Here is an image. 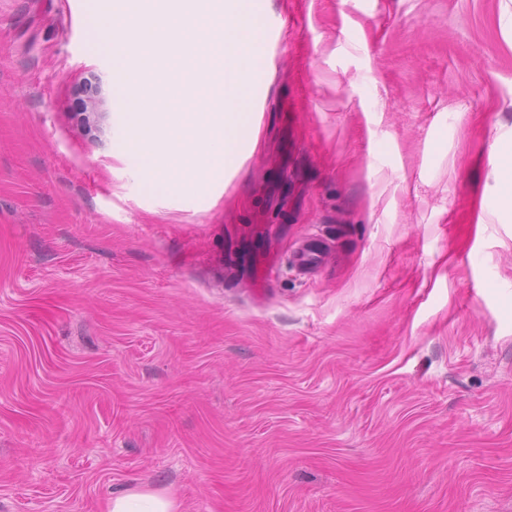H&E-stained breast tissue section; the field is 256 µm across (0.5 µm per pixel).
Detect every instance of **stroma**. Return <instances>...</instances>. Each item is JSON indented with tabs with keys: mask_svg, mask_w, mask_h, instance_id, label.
Returning a JSON list of instances; mask_svg holds the SVG:
<instances>
[{
	"mask_svg": "<svg viewBox=\"0 0 512 512\" xmlns=\"http://www.w3.org/2000/svg\"><path fill=\"white\" fill-rule=\"evenodd\" d=\"M85 2L0 0V512H512L499 0H262L259 147L199 206L129 180ZM494 185L486 188L484 202L501 221L512 222V129L495 131L489 153ZM175 501L149 487H137L112 497L107 512H175Z\"/></svg>",
	"mask_w": 512,
	"mask_h": 512,
	"instance_id": "1",
	"label": "stroma"
}]
</instances>
